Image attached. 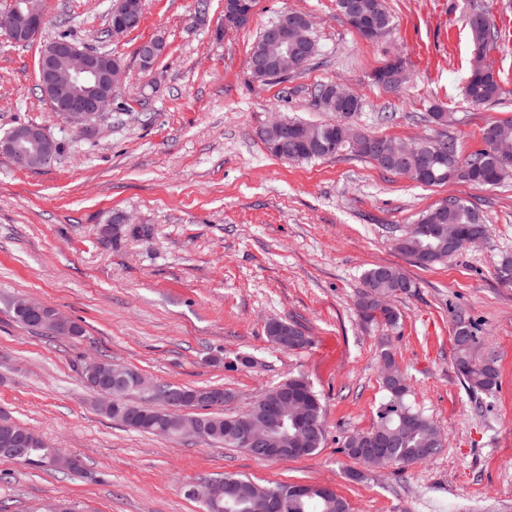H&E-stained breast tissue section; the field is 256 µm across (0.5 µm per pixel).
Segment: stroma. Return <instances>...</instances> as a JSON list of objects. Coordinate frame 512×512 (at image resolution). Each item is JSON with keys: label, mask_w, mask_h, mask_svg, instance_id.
<instances>
[{"label": "stroma", "mask_w": 512, "mask_h": 512, "mask_svg": "<svg viewBox=\"0 0 512 512\" xmlns=\"http://www.w3.org/2000/svg\"><path fill=\"white\" fill-rule=\"evenodd\" d=\"M143 0L142 22L106 37L111 0H44L38 38H0V134L36 125L61 145L51 165L16 169L0 154V414L40 432L79 459L71 475L0 461V512H201L186 491L217 474L268 482L334 485L351 512H512V287L495 267L512 254V182L428 187L387 173L352 149L305 163L271 156L260 133L277 118L330 120L314 99L337 82L358 95L356 124L412 142L432 134L425 115L452 112L461 155L484 126L512 122V94L474 106L463 95L472 45L464 23L481 5L499 38L486 62L512 91V0H386L394 29L364 39L336 0H257L253 22L222 29L224 0ZM285 10L309 16L318 55L287 81L252 78L247 57ZM106 51L123 87L95 132L75 136L38 88L43 45L60 35ZM162 40L153 71L139 45ZM400 58L398 92L374 72ZM472 202L491 231L481 244L423 268L393 240L446 196ZM150 225L149 241L103 245L97 229L115 213ZM403 270L413 287L395 299L397 327L363 324L354 300L376 265ZM55 307L83 337L31 331L5 300ZM297 322L308 347L284 352L267 321ZM475 327L499 370L490 394H471L453 360L457 320ZM387 337L410 383L409 404L434 422L445 446L432 458L349 477L343 438L375 424L384 400L378 340ZM106 355L158 382L217 386L224 411L244 409L288 376L320 395L326 441L315 454L267 462L201 439L139 434L98 412L78 369ZM254 364H235V356Z\"/></svg>", "instance_id": "stroma-1"}]
</instances>
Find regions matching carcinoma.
<instances>
[{
	"mask_svg": "<svg viewBox=\"0 0 512 512\" xmlns=\"http://www.w3.org/2000/svg\"><path fill=\"white\" fill-rule=\"evenodd\" d=\"M357 6L358 13L371 17L380 22L381 26L391 28L394 18L387 10L384 0H352ZM480 12L475 20L465 21L473 53L469 61V76L465 85V97L474 105L497 103L506 94L503 80L487 65L485 51L496 41L497 32L490 25L488 14L476 6ZM346 92L337 83H326L319 86L317 95L329 98V105L323 107L326 112L335 114V120L320 124H304L305 134L298 135L294 147L282 155L270 152V155L289 162H303L332 156L330 152H316L308 145L324 142L328 139L337 141L340 138V128L346 127L350 133L355 129L349 121L357 116L360 109L344 111L336 107V92ZM432 137H425L413 143L412 155L402 168L396 170L390 167L380 157V152L374 145L369 144L361 155L374 162L380 169L394 175H402L407 171L421 174L417 183L424 186H441L449 182L459 181L477 187H495L512 178V148L502 141V123L490 122L482 132V147L464 157L463 165L452 169L440 157L431 154ZM416 223L423 225L417 235L410 238L401 236L395 239L394 247L399 253L412 258L422 267H428L448 258V236L466 237L473 230L490 232L484 217L467 199L450 197L421 212ZM411 281L400 268L392 265H375L369 268L363 276L362 288L358 292L356 308L360 320L365 324H382L396 326L399 324L400 313L393 306L392 300L401 294L409 292ZM371 294L384 296L390 300L386 307L378 312L376 308L368 307L366 299ZM7 308L13 319L23 326L51 331L53 325L48 315L38 319L29 314L15 310L14 301L7 302ZM288 328L304 337L302 347L311 344L310 337L304 335L303 329L285 320H276V326H265L268 341L278 343L277 328ZM454 361L458 373L465 385L474 393H491L498 386L499 371L493 356L479 357L480 338L474 328L466 322L456 325L454 336ZM380 376L386 391V400L376 411V428L383 431L389 439V448L382 453L364 450L366 436L372 431H358L345 437L342 452L352 461L368 469L384 468L392 465H404L422 460L419 450L430 449L429 456L436 455L444 447L442 435L434 424L422 414L415 411L408 403L409 385L407 377L395 360L394 353L386 344L380 349ZM288 389L300 392L308 404L309 411L316 414L319 420H324V410L321 399L307 379L302 375L290 376L286 379ZM280 386L270 388L260 398L256 399L244 410L226 415L219 411L209 410V406L195 403L192 408H202L204 413L200 419L205 422L203 437L213 443L222 444L227 448H243L241 440L233 426L243 419L262 420L265 417L267 405L278 396ZM139 391L127 387L112 391V399L133 412H144L153 420L151 427H135L122 415H111L110 419L121 423L129 429L148 435H157L154 427L165 424L166 409L150 406L151 395H140V400H134ZM54 449L41 443L34 444L24 450L19 462L37 470L57 472L59 468L53 465ZM224 483L237 488L238 498L250 502L255 497L259 483L237 474L226 473L221 476ZM271 497L280 504V512H350L347 501L336 493L323 496L314 489L307 493H295L293 483H267L264 485Z\"/></svg>",
	"mask_w": 512,
	"mask_h": 512,
	"instance_id": "1",
	"label": "carcinoma"
}]
</instances>
